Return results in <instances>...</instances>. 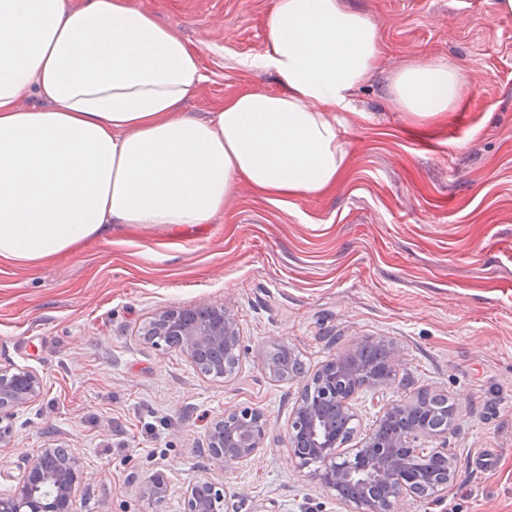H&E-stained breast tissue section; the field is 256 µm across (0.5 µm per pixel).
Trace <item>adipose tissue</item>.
Listing matches in <instances>:
<instances>
[{
	"label": "adipose tissue",
	"instance_id": "ef3b65f1",
	"mask_svg": "<svg viewBox=\"0 0 512 512\" xmlns=\"http://www.w3.org/2000/svg\"><path fill=\"white\" fill-rule=\"evenodd\" d=\"M267 48L243 68L277 75L204 119L184 103L197 51L133 0H0V263L34 269L127 225L210 223L239 183L281 201L335 184L336 124L372 74L381 37L341 0H274ZM463 88L442 60L393 80L429 119Z\"/></svg>",
	"mask_w": 512,
	"mask_h": 512
}]
</instances>
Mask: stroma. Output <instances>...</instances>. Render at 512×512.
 Wrapping results in <instances>:
<instances>
[{
	"label": "stroma",
	"instance_id": "1",
	"mask_svg": "<svg viewBox=\"0 0 512 512\" xmlns=\"http://www.w3.org/2000/svg\"><path fill=\"white\" fill-rule=\"evenodd\" d=\"M136 2L199 52L206 80L186 112L278 90L274 74L239 64L264 51L274 0ZM342 2L376 23L382 51L336 115L347 160L334 187L273 201L241 183L211 223L119 227L34 273L0 264V360L44 380L0 447V491L58 443L82 462L77 512H139L159 473L170 486L163 512H181L199 478L226 485L234 512H345L289 461L301 387L270 377L268 340L316 368L385 338L400 370L391 386L359 393L357 434L422 390L461 401L448 497L406 512H512V13L497 0ZM434 59L456 66L464 88L451 112L423 121L398 107L392 81ZM202 302L238 320L232 381L202 377L181 352L140 337L157 311ZM233 405L270 422L240 473L206 451L210 422Z\"/></svg>",
	"mask_w": 512,
	"mask_h": 512
}]
</instances>
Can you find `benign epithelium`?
I'll use <instances>...</instances> for the list:
<instances>
[{
	"label": "benign epithelium",
	"mask_w": 512,
	"mask_h": 512,
	"mask_svg": "<svg viewBox=\"0 0 512 512\" xmlns=\"http://www.w3.org/2000/svg\"><path fill=\"white\" fill-rule=\"evenodd\" d=\"M153 329L159 336H177L176 348L186 354L204 375L229 377L241 359L242 336L234 314L224 306L199 304L192 308H167L155 315ZM364 341L348 352L334 356L317 369L295 402L288 423L290 462L298 470L316 465L315 475L322 485L340 492L343 484L357 479L386 483L389 498L379 503L370 496L341 498L347 512H405V502L419 497L441 500L454 474L448 448V431L428 430L431 414L417 399L393 401L383 408L372 429L360 440L354 433L336 432L318 411L324 400L337 402L350 420L357 417L356 393L345 388L354 377L344 360L352 358ZM43 380L34 370L0 362V423L42 394ZM269 428L267 415L257 408H233L213 419L207 430V452L226 471L250 464L261 452ZM438 438L441 445L426 450L418 439ZM448 457L447 477L433 482L416 470L414 458L423 453ZM83 488V469L71 448L48 446L32 456L13 488L0 494V512H76L77 497ZM169 492L163 476L152 477L142 489L143 512H157ZM227 492L218 484L199 479L188 485L183 496V512H221Z\"/></svg>",
	"instance_id": "obj_1"
}]
</instances>
